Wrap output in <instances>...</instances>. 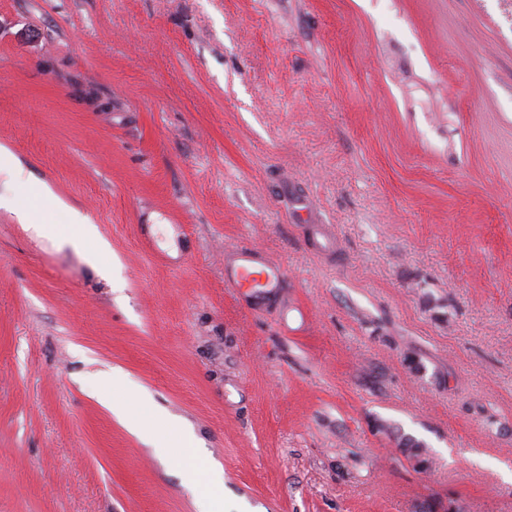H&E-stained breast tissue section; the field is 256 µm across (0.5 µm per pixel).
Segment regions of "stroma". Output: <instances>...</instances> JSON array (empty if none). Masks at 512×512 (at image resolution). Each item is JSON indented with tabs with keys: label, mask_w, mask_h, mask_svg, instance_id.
<instances>
[{
	"label": "stroma",
	"mask_w": 512,
	"mask_h": 512,
	"mask_svg": "<svg viewBox=\"0 0 512 512\" xmlns=\"http://www.w3.org/2000/svg\"><path fill=\"white\" fill-rule=\"evenodd\" d=\"M0 145L112 248L0 207V512H196L110 367L224 512H512V0H0ZM29 191L36 199L48 200L54 212L61 215L67 224L59 225L60 229L54 236V241L61 247H72L75 250L87 252L94 259L95 267L100 272H106L112 264L107 243L100 237L95 224H80L69 211V206L60 201L51 188L40 181H29ZM109 258V262H101ZM2 203L12 205L18 209L26 229L31 230L37 236H45L47 234L46 226L48 224H42L38 214L31 212L27 207H22L24 206L23 204L18 206L13 196L0 195V206H2ZM263 265L268 269L263 280L261 276H256L257 272L250 271L247 268H240L233 279V288H241L242 290H252L258 287H271L277 272L281 271V267L270 259L261 258ZM101 386L94 393L97 401L108 409L117 419H119L128 431L138 437L145 435L144 419L135 414H131L125 405L115 395L114 391L129 385V379L126 373L120 368H112V371H103L99 373ZM112 387V395L109 390ZM139 396L159 423L182 433L185 447L179 456L181 473L184 482L195 490L198 512H224V489L211 479L213 466L198 454L193 432L157 410L148 394L140 393Z\"/></svg>",
	"instance_id": "35a3bbf8"
}]
</instances>
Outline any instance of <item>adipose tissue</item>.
I'll return each instance as SVG.
<instances>
[{"label":"adipose tissue","mask_w":512,"mask_h":512,"mask_svg":"<svg viewBox=\"0 0 512 512\" xmlns=\"http://www.w3.org/2000/svg\"><path fill=\"white\" fill-rule=\"evenodd\" d=\"M32 197L50 201L54 212L61 215L65 223L54 236L57 245L72 247L87 252L96 261L98 271H107V260L110 250L107 243L100 237L96 225L83 224L77 221L69 211L66 203L55 197L51 188L39 181L29 184ZM101 385L94 393L97 401L119 419L128 431L136 436L145 433V422L141 416L129 413L115 392L127 387L129 380L126 373L119 368L100 372ZM185 446L179 456L181 473L184 482L188 483L196 493L198 512H224V489L211 478V464L200 456L196 450L195 436L191 430L182 432Z\"/></svg>","instance_id":"adipose-tissue-1"}]
</instances>
